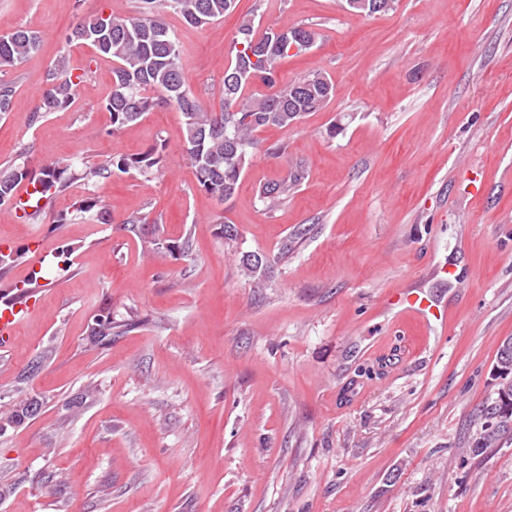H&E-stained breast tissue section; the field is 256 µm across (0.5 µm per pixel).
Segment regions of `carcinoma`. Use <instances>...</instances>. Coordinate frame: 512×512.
I'll return each instance as SVG.
<instances>
[{
    "mask_svg": "<svg viewBox=\"0 0 512 512\" xmlns=\"http://www.w3.org/2000/svg\"><path fill=\"white\" fill-rule=\"evenodd\" d=\"M237 0H138L136 12L130 16L88 17L77 21L70 39L92 46L95 51L112 58V92L104 104L109 112L112 130L137 124L145 114L157 107L174 106L182 117L181 152L195 169L201 190L220 202L236 193L247 157L261 147L258 133L269 127L288 128L299 123L306 114L328 106L336 94L329 74L315 70L305 76L284 80L279 71L282 59L290 53L309 51L316 43V33L305 26L267 27L258 31L255 20L242 22L232 42L231 62L224 71L222 98L224 108L210 112L203 108L190 88L180 58L176 34L164 15L173 12L193 27H203L224 18L235 9ZM352 12L372 16L394 9L397 0H343ZM41 45L39 34L18 28L0 35V68L14 67L35 54ZM84 76L70 70L61 54L46 70L43 89L34 113L47 114L71 106L78 97ZM262 85L265 93L251 92ZM15 93L13 83L0 79V115L11 111ZM164 155L156 147L140 154L122 157L111 165L84 164L75 170L70 164L53 163L34 176L24 163L0 167V205L12 202L17 187L24 181L41 185V193H63L81 180L85 188L94 186L115 167L128 173L148 174L164 167ZM305 166L297 162L277 182L260 187L259 198L269 212L306 178ZM308 228L302 224L285 238L278 248L282 258L288 257L293 243L303 239ZM181 258L192 252L191 235L186 234L165 246ZM241 268L254 287H263L271 268L269 256L250 252L242 255ZM496 367L501 386L498 398L483 406L485 418L502 417L501 397L512 398V342L498 349ZM512 435V425L487 428L479 437L475 451L494 447Z\"/></svg>",
    "mask_w": 512,
    "mask_h": 512,
    "instance_id": "cac0c4a2",
    "label": "carcinoma"
}]
</instances>
